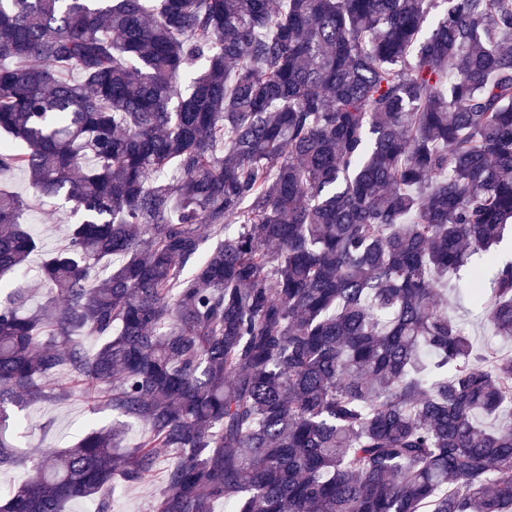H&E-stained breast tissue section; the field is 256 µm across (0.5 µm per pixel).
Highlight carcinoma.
Masks as SVG:
<instances>
[{"instance_id": "1", "label": "carcinoma", "mask_w": 512, "mask_h": 512, "mask_svg": "<svg viewBox=\"0 0 512 512\" xmlns=\"http://www.w3.org/2000/svg\"><path fill=\"white\" fill-rule=\"evenodd\" d=\"M1 135L77 219L28 310L0 189V512H111L159 448L153 512H512V357L447 299L488 254L512 342V0H0ZM74 381L123 421L16 451ZM448 312L464 323L475 343L482 344L491 336L492 332L485 318L471 311L461 301H455L452 296H448Z\"/></svg>"}]
</instances>
